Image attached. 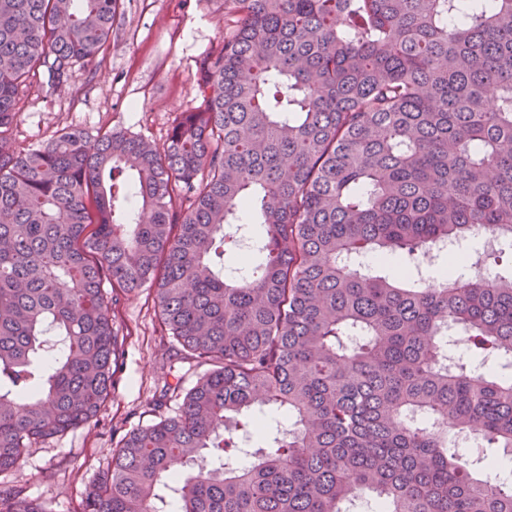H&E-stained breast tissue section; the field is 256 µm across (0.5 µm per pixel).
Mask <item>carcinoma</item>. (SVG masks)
Segmentation results:
<instances>
[{"label": "carcinoma", "instance_id": "obj_1", "mask_svg": "<svg viewBox=\"0 0 512 512\" xmlns=\"http://www.w3.org/2000/svg\"><path fill=\"white\" fill-rule=\"evenodd\" d=\"M225 2L163 147L65 127L19 150L20 90L95 67L121 0H0V473L96 419L114 291L150 288L209 369L83 512H512L457 446L512 454V377L485 368L512 365V273L414 271L512 241V0ZM0 512L47 509L0 486Z\"/></svg>", "mask_w": 512, "mask_h": 512}]
</instances>
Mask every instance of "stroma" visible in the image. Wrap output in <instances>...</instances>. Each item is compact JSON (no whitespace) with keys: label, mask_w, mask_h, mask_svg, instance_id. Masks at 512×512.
Instances as JSON below:
<instances>
[{"label":"stroma","mask_w":512,"mask_h":512,"mask_svg":"<svg viewBox=\"0 0 512 512\" xmlns=\"http://www.w3.org/2000/svg\"><path fill=\"white\" fill-rule=\"evenodd\" d=\"M224 0H122L112 34L95 69L75 67L50 87L33 79L20 93L12 129L18 149L47 142L63 127L89 136L114 127L163 145L181 113L198 96V62L218 49L227 31ZM121 342L112 395L96 423L33 445L18 468L0 481L22 488L48 512H79L86 486L132 428L155 420L154 401L180 406L204 365L177 358V343L162 326L148 289L120 294L112 305ZM181 392L163 394L165 383Z\"/></svg>","instance_id":"stroma-1"}]
</instances>
